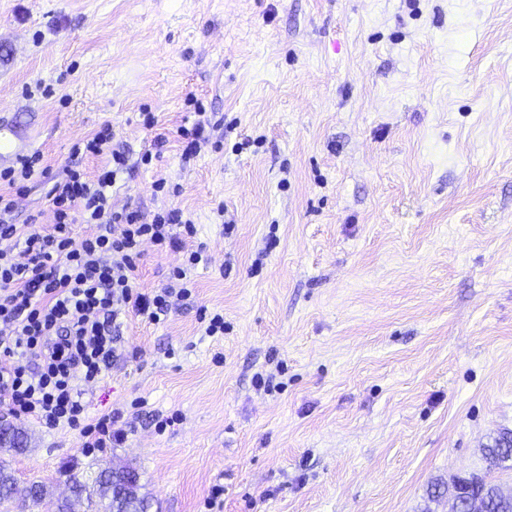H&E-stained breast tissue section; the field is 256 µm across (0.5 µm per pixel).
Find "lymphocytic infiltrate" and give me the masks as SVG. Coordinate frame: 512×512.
<instances>
[{"label":"lymphocytic infiltrate","mask_w":512,"mask_h":512,"mask_svg":"<svg viewBox=\"0 0 512 512\" xmlns=\"http://www.w3.org/2000/svg\"><path fill=\"white\" fill-rule=\"evenodd\" d=\"M86 154L106 158L96 178L71 168L48 197L55 222L44 230L10 222L12 190L36 173L39 156H25L0 170V239L18 252L0 250V406L16 419L80 431L84 454L120 443L124 434L101 417L84 423L83 385L98 381L118 347L112 326L128 313L164 321L176 300L189 297L187 271L209 261L204 246L187 249L168 284L147 291L139 283L143 242L177 247L196 228L176 209L145 219L139 209L115 207L124 152L113 149L109 130L85 143ZM89 230L74 237L73 225Z\"/></svg>","instance_id":"lymphocytic-infiltrate-1"}]
</instances>
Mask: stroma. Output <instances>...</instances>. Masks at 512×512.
Masks as SVG:
<instances>
[{"label": "stroma", "instance_id": "35a3bbf8", "mask_svg": "<svg viewBox=\"0 0 512 512\" xmlns=\"http://www.w3.org/2000/svg\"><path fill=\"white\" fill-rule=\"evenodd\" d=\"M105 126L116 207L182 211L211 261L164 322L122 318L85 389L123 442L87 456L14 421L9 512L125 465L151 512H448L429 493L472 473L512 491L482 455L512 430V0H0V147L44 170L13 223H53L49 179L96 175L72 147ZM143 251L147 289L183 261Z\"/></svg>", "mask_w": 512, "mask_h": 512}]
</instances>
